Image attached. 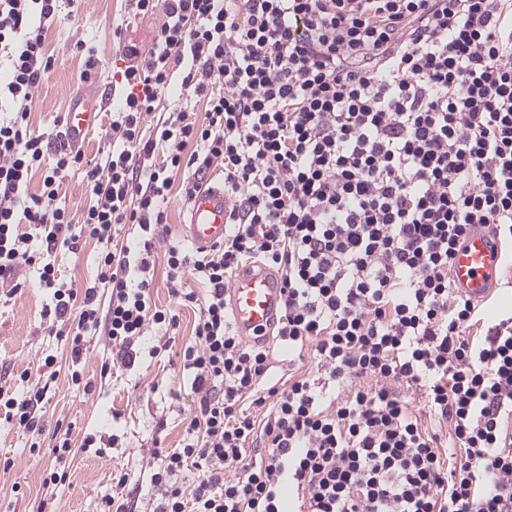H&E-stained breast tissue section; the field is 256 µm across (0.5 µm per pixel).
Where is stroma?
Here are the masks:
<instances>
[{
  "label": "stroma",
  "instance_id": "obj_1",
  "mask_svg": "<svg viewBox=\"0 0 512 512\" xmlns=\"http://www.w3.org/2000/svg\"><path fill=\"white\" fill-rule=\"evenodd\" d=\"M61 26L48 34V49L54 58L53 69L38 88L30 115L33 131L56 133L71 98L97 93L102 112L97 125L82 146L87 157H95L104 145L110 113L123 88L113 87L112 75L123 62L116 54L118 41L135 43L146 49L152 44L158 18L143 17L129 9L126 0H67L62 6ZM85 42L77 50L76 42ZM100 73L97 81L81 78L88 63ZM186 201L179 189H172L166 208L167 221L155 249V285L151 299L157 306L173 308L178 325L171 331L166 351L152 356L142 353L135 365L115 366L101 375V364L112 355L106 337H95L81 360L82 385L71 381L70 342L67 336L48 334L42 310L50 302L48 292L39 288L33 271H26L27 285L10 292L0 283V388L20 395L30 389V376L44 374L51 382L42 403L45 426L39 441H32L14 422L0 415V512H99L105 495L125 480L133 493L132 512H151L156 491L150 475L158 462L150 450L182 447L188 437L187 426L194 412L192 377L184 370L180 352L195 335V311L177 306L166 282V249L185 239ZM96 243L82 241L77 252L57 247L56 264L66 280L83 283L94 274ZM483 320L468 329L466 338L484 336L497 319L512 315V266L504 267L500 284L481 305ZM266 343L274 350L270 371L273 380L287 386L291 375H308L324 383L317 372L310 350L294 352L278 345L274 338ZM71 425L75 441L66 461L65 483L45 484L56 467L51 435L56 423ZM117 434L118 444L106 456L81 449L79 441L89 434Z\"/></svg>",
  "mask_w": 512,
  "mask_h": 512
}]
</instances>
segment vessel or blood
<instances>
[{
    "label": "vessel or blood",
    "instance_id": "obj_1",
    "mask_svg": "<svg viewBox=\"0 0 512 512\" xmlns=\"http://www.w3.org/2000/svg\"><path fill=\"white\" fill-rule=\"evenodd\" d=\"M101 112L96 95L74 99L65 116L63 142L76 148L95 127ZM186 239L203 252L223 243L233 222L230 201L221 187L199 190L187 203ZM504 250L486 230L473 232L452 259L451 278L456 288L476 301L489 298L499 283ZM284 299L283 284L274 270L255 263L238 268L224 292L225 306L236 332L247 341L270 331Z\"/></svg>",
    "mask_w": 512,
    "mask_h": 512
}]
</instances>
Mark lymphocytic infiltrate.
Instances as JSON below:
<instances>
[{"mask_svg":"<svg viewBox=\"0 0 512 512\" xmlns=\"http://www.w3.org/2000/svg\"><path fill=\"white\" fill-rule=\"evenodd\" d=\"M129 2L161 22L149 50L118 46L128 93L92 161L29 125L62 0H0V279L22 288L36 268L52 294L42 317L70 324L73 361L105 336L134 365L150 330L178 324L150 298L173 176L191 172L189 198L222 165L231 231L205 253H165L172 295L197 311L182 351L196 406L150 477L154 512H512V316L470 342L481 314L449 277L475 229L512 239V0ZM177 72L204 122L159 112ZM75 170L93 195L78 219L58 202ZM85 238L95 275L64 281L50 254ZM255 258L281 273L280 342L311 349L335 386L354 382L345 397L271 384L269 350L232 328L224 290ZM404 387L424 391L458 451L420 428ZM45 394L0 389V410L41 435Z\"/></svg>","mask_w":512,"mask_h":512,"instance_id":"obj_1","label":"lymphocytic infiltrate"}]
</instances>
